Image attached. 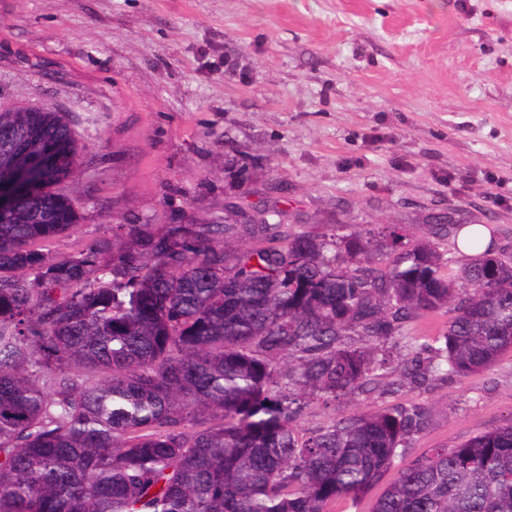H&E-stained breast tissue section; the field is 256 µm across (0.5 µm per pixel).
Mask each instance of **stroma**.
<instances>
[{"label":"stroma","instance_id":"obj_1","mask_svg":"<svg viewBox=\"0 0 512 512\" xmlns=\"http://www.w3.org/2000/svg\"><path fill=\"white\" fill-rule=\"evenodd\" d=\"M49 107L78 140L68 257L116 224H220L275 202L298 229L400 224L460 272L436 214L512 254V0H0V112ZM417 403L407 457L512 423V351L422 386L385 372L297 427Z\"/></svg>","mask_w":512,"mask_h":512}]
</instances>
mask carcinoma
<instances>
[{
    "label": "carcinoma",
    "instance_id": "carcinoma-1",
    "mask_svg": "<svg viewBox=\"0 0 512 512\" xmlns=\"http://www.w3.org/2000/svg\"><path fill=\"white\" fill-rule=\"evenodd\" d=\"M16 123L0 140L18 185L0 211V512H330L393 468L375 512H512V424L399 465L421 406L296 427L391 362L353 333L386 341L443 311L442 336L404 343V375L491 369L512 350V259L489 247L454 278L396 224L315 235L275 206L235 221L228 202L222 224H114L50 261L78 222L57 190L76 140L50 108L0 112Z\"/></svg>",
    "mask_w": 512,
    "mask_h": 512
}]
</instances>
